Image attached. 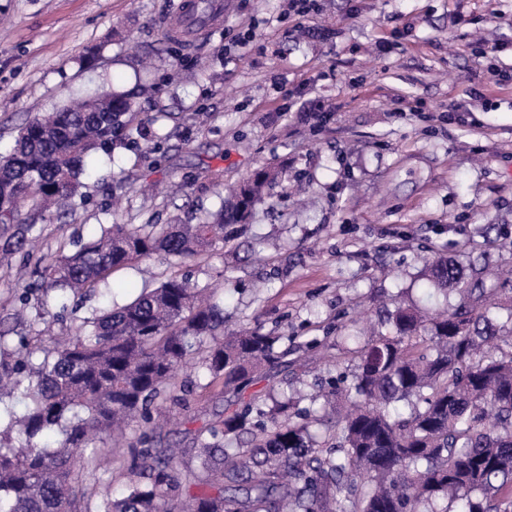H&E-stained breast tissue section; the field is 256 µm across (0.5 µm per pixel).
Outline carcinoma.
Returning <instances> with one entry per match:
<instances>
[{
	"instance_id": "1",
	"label": "carcinoma",
	"mask_w": 512,
	"mask_h": 512,
	"mask_svg": "<svg viewBox=\"0 0 512 512\" xmlns=\"http://www.w3.org/2000/svg\"><path fill=\"white\" fill-rule=\"evenodd\" d=\"M142 135L127 94L100 90L27 121L0 156V235L11 254H33L35 223L74 198L93 154ZM278 172L261 168L240 183L219 213L199 224H110L44 268L48 284L91 291L115 270L160 257L191 261L247 230L261 189ZM429 285L455 291L460 304L426 320L415 307L386 311L387 333L353 350L356 370L344 389L335 443L314 447L306 422L284 402L251 448L224 459V441L253 424L247 404L197 437L198 465L184 473L171 448L147 432L136 440L129 468L137 480L123 496L98 500L74 487L76 454L101 448L110 430L131 418L151 419V404L179 403L171 379L208 345L202 367L226 389L240 390L253 370L280 358V337L260 326L224 341V310L198 299L197 285L173 275L133 300L82 320L68 343L38 362L20 342L0 361V391L30 400L0 437V512H183L176 491L196 487L191 512H512V315L490 313L499 289L484 268L444 256L427 264ZM58 429L60 446L41 445Z\"/></svg>"
}]
</instances>
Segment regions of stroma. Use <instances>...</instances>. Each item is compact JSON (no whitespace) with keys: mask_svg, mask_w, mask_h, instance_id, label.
I'll return each mask as SVG.
<instances>
[{"mask_svg":"<svg viewBox=\"0 0 512 512\" xmlns=\"http://www.w3.org/2000/svg\"><path fill=\"white\" fill-rule=\"evenodd\" d=\"M179 0H0V152L19 127L71 94L137 90L152 139L92 160L64 215L35 222L52 263L107 224H195L254 171L275 167L249 233L181 267L146 260L108 288L49 290L21 305L34 263L0 269V360L19 337L54 348L79 320L188 274L224 305V328L280 336L278 364L241 393L214 394L178 371L186 407L169 403L128 432L154 433L195 466L201 430L243 404L287 397L328 438L320 390L345 372L354 339L381 331L383 307L452 310L428 289L436 254L512 263V0H224L223 19L169 41ZM129 448L75 466L92 496L122 494Z\"/></svg>","mask_w":512,"mask_h":512,"instance_id":"stroma-1","label":"stroma"}]
</instances>
